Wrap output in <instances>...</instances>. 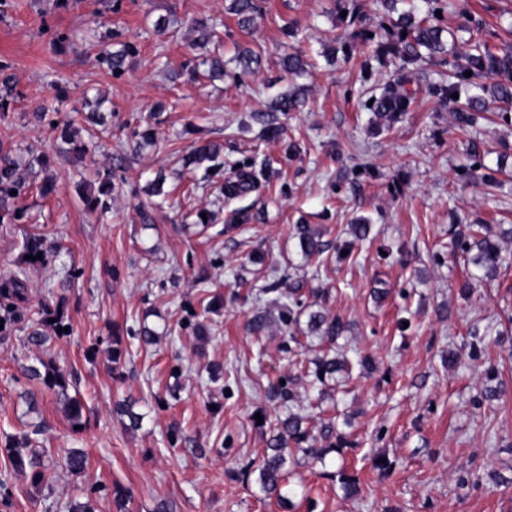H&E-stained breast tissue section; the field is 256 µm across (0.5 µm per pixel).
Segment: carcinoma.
Here are the masks:
<instances>
[{"instance_id": "carcinoma-1", "label": "carcinoma", "mask_w": 512, "mask_h": 512, "mask_svg": "<svg viewBox=\"0 0 512 512\" xmlns=\"http://www.w3.org/2000/svg\"><path fill=\"white\" fill-rule=\"evenodd\" d=\"M384 17L389 21L387 25H380L379 29H370L363 25V19L353 10H346L343 20L355 27L351 37L360 41L366 47L374 48V57L380 64L390 59L400 60L396 74L382 83L375 85L374 94L370 98L374 102L366 106L371 112L369 126L377 128L381 121L386 120L393 124L405 112L409 111L417 101L418 94L427 93L455 105L453 117L455 126L466 132L477 127L479 121L488 119V114L494 112L496 105L512 104V51L506 50L501 54L491 51L486 44L474 42L469 49L457 54L448 49V43L455 42L457 32L468 29L470 17L465 5L458 4V15L462 22L452 29L444 23L441 13L445 7L442 0H378ZM229 11L238 16L239 24L246 26L254 19V0H230ZM397 17H392V14ZM130 48L126 47L115 52H106L101 55V61L113 72L123 69ZM441 58V64L448 66V72L440 73L439 78L420 88L417 74L422 65L436 58ZM240 69L245 74L257 72L261 67V55L250 49L241 52L238 56ZM307 63L297 51H290L280 59L281 70L288 74L292 80L306 73ZM485 73L498 77L496 83L486 86L478 82ZM458 98H453V94ZM305 104L302 88L297 86L287 93L278 95L275 99L273 112H295ZM59 136L64 143L72 146L78 155L89 152L87 145L79 137V130L67 122L62 123ZM218 159V148L210 144L198 146L194 152L184 159L186 165L200 166L205 162H215ZM20 163L9 157L0 155V209L7 206V202L17 199L27 189L26 179L19 173ZM112 201V170L102 175L100 179L99 195L87 199L86 204L92 209L102 211L110 208ZM295 235L303 255L309 259L320 256L326 249V244L320 242L317 236L306 224L296 225ZM477 254L472 262L480 267L485 275H492L500 265L501 250L498 245L488 238L476 243ZM26 282L18 278H10L0 284V293L15 298L22 297ZM308 331L319 337L329 345V351L312 360L313 368L307 371L310 384L324 383L327 379L335 377L342 372H350L353 368L351 362L345 358L334 355L336 341L345 331L343 318L328 316L321 311L308 313ZM47 336L33 328L26 336L27 345L35 350L29 356L30 363L23 366L26 376L44 384L49 389L58 390V394L65 397L68 405V416L72 426L81 425V402L67 394L68 382L64 372L57 366L45 361L37 350L41 349ZM315 438L308 428L303 426V419L295 413L288 415L280 421V429L270 440L268 453L257 467L256 481L259 490L268 499L276 498L278 502L285 501L282 495L283 481L286 474L284 468L288 463V453L292 449L288 445L297 446L305 443L307 447L302 452L307 456L321 457L328 452L326 448L314 447ZM32 445L29 434L14 435L8 442L6 451L12 465L19 471L30 470L32 484L35 487L43 486L45 473L41 470V463L29 453ZM88 464L85 453L72 450L65 457L67 470L72 473L82 472Z\"/></svg>"}]
</instances>
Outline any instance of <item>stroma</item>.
<instances>
[{"mask_svg":"<svg viewBox=\"0 0 512 512\" xmlns=\"http://www.w3.org/2000/svg\"><path fill=\"white\" fill-rule=\"evenodd\" d=\"M257 4L243 28L227 0H0V78L10 79L0 85V153L44 162L27 177L20 216L0 212V277L26 281L18 320L0 329V512H68L75 498L116 512L120 490L129 512H512V240L501 239L491 279L471 262L476 247L451 246L469 225L493 238L512 224V120L464 133L451 104L427 96L371 132L370 49L354 45L332 64L323 55L348 39L340 0ZM466 7L481 23L475 40L512 46L503 18L512 0ZM127 45L123 72L99 62ZM291 47L311 64L296 81L278 64ZM241 49L261 54L257 74L240 73ZM215 51L224 77L212 81L202 61ZM296 84L304 107L270 112L275 132L259 138L254 114ZM100 95L110 118L79 166L54 125ZM43 104L51 111L40 122ZM144 132L153 145H142ZM204 142L219 148L220 168L186 172L183 156ZM477 160L481 175L464 174ZM106 171L112 208L101 214L83 196ZM159 174L162 195H148ZM241 179L248 190L225 196ZM360 217L371 232L357 242ZM299 224L327 244L322 266L301 255ZM32 235L43 239L36 265L23 250ZM293 287L303 305L343 318L336 351L369 356L367 371L309 385V362L326 345L306 324L281 322L277 300ZM59 309L69 333L42 353L76 386L78 430L57 393L22 372L30 326ZM201 320L211 340L197 339ZM143 326L156 344L131 337ZM491 364L503 393L488 400ZM282 376L293 400L269 397ZM126 399L144 416L140 429L114 410ZM291 412L330 452L289 457L280 504L247 467ZM36 427L51 477L42 491L3 450ZM71 448L88 456L82 474L64 467ZM378 458L390 469H374Z\"/></svg>","mask_w":512,"mask_h":512,"instance_id":"stroma-1","label":"stroma"}]
</instances>
